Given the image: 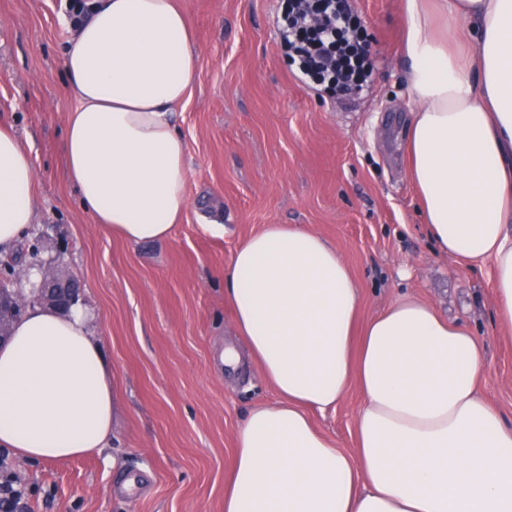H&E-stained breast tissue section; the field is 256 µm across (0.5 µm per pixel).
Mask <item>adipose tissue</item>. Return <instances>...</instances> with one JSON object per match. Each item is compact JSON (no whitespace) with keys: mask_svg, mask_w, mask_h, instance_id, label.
Here are the masks:
<instances>
[{"mask_svg":"<svg viewBox=\"0 0 512 512\" xmlns=\"http://www.w3.org/2000/svg\"><path fill=\"white\" fill-rule=\"evenodd\" d=\"M415 107L408 175L437 248L491 264L512 329V0H403ZM64 51L75 100L68 176L96 223L132 244L166 240L187 208L171 117L197 79L176 0H93ZM36 169L0 126V253L34 219ZM249 358L277 391L236 435L224 512H512V426L479 385V336L404 297L356 333L361 288L336 248L292 224L245 239L224 273ZM364 402L345 453L314 424L349 386ZM113 387L73 309L31 307L0 345V447L27 461L106 447Z\"/></svg>","mask_w":512,"mask_h":512,"instance_id":"ef3b65f1","label":"adipose tissue"}]
</instances>
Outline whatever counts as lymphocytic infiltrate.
<instances>
[{
    "instance_id": "1",
    "label": "lymphocytic infiltrate",
    "mask_w": 512,
    "mask_h": 512,
    "mask_svg": "<svg viewBox=\"0 0 512 512\" xmlns=\"http://www.w3.org/2000/svg\"><path fill=\"white\" fill-rule=\"evenodd\" d=\"M348 0H288L284 44L301 76L333 90L361 88L373 71L368 44L348 25Z\"/></svg>"
}]
</instances>
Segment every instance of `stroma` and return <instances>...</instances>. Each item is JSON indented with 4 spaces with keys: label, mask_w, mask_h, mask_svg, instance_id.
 <instances>
[{
    "label": "stroma",
    "mask_w": 512,
    "mask_h": 512,
    "mask_svg": "<svg viewBox=\"0 0 512 512\" xmlns=\"http://www.w3.org/2000/svg\"><path fill=\"white\" fill-rule=\"evenodd\" d=\"M194 37L198 78L173 114L184 141L188 206L162 242L130 244L94 223L69 180L62 57L69 0H0V120L37 170L25 244L37 263L63 262L115 386L106 448L10 467L30 512H224L250 409L278 395L243 349L224 297L237 246L268 224H295L336 247L362 288L359 325L414 296L481 336V385L512 423V339L494 320L490 270H472L427 236L407 176L413 98L402 52L401 0H349L375 68L344 97L303 83L280 45L281 0H177ZM363 404L350 387L313 413L344 452Z\"/></svg>",
    "instance_id": "1"
}]
</instances>
